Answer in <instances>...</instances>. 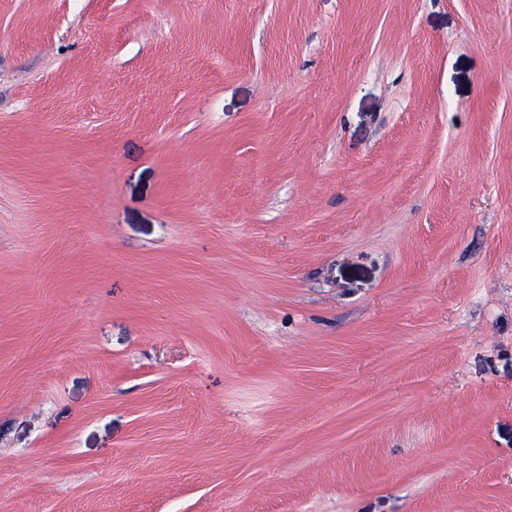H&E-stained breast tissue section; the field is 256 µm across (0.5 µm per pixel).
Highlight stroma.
Returning a JSON list of instances; mask_svg holds the SVG:
<instances>
[{
	"mask_svg": "<svg viewBox=\"0 0 512 512\" xmlns=\"http://www.w3.org/2000/svg\"><path fill=\"white\" fill-rule=\"evenodd\" d=\"M0 512H512V0H0Z\"/></svg>",
	"mask_w": 512,
	"mask_h": 512,
	"instance_id": "stroma-1",
	"label": "stroma"
}]
</instances>
